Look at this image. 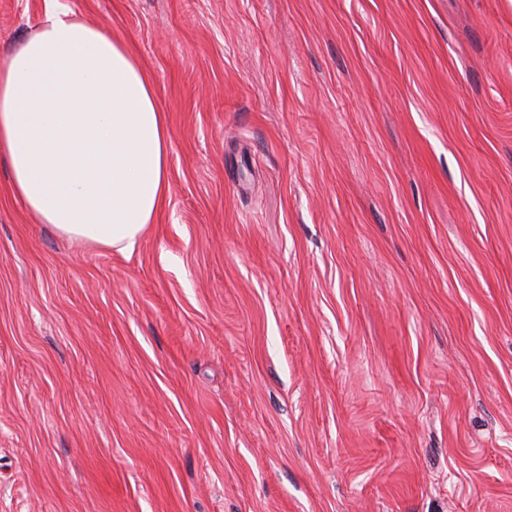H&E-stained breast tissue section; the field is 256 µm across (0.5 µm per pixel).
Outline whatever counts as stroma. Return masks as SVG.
<instances>
[{"label": "stroma", "mask_w": 512, "mask_h": 512, "mask_svg": "<svg viewBox=\"0 0 512 512\" xmlns=\"http://www.w3.org/2000/svg\"><path fill=\"white\" fill-rule=\"evenodd\" d=\"M56 4L170 192L122 254L0 160V512H512V0Z\"/></svg>", "instance_id": "obj_1"}]
</instances>
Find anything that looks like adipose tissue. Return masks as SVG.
I'll use <instances>...</instances> for the list:
<instances>
[{
    "mask_svg": "<svg viewBox=\"0 0 512 512\" xmlns=\"http://www.w3.org/2000/svg\"><path fill=\"white\" fill-rule=\"evenodd\" d=\"M155 93L109 29L51 8L0 60V157L13 192L72 242L133 252L169 187Z\"/></svg>",
    "mask_w": 512,
    "mask_h": 512,
    "instance_id": "1",
    "label": "adipose tissue"
}]
</instances>
